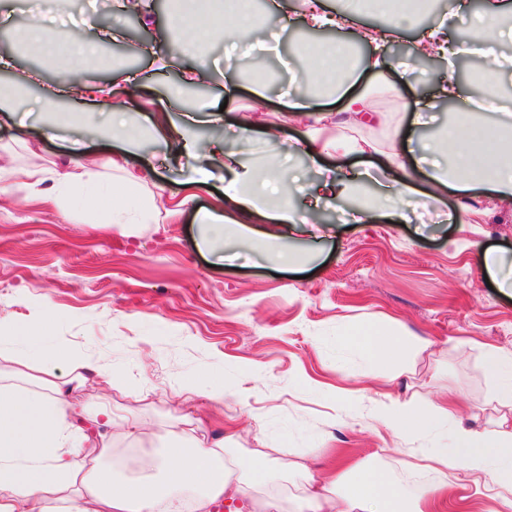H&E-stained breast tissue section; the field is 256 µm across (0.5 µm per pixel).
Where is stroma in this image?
Listing matches in <instances>:
<instances>
[{"label": "stroma", "instance_id": "35a3bbf8", "mask_svg": "<svg viewBox=\"0 0 512 512\" xmlns=\"http://www.w3.org/2000/svg\"><path fill=\"white\" fill-rule=\"evenodd\" d=\"M303 0H288L291 23L280 14L262 15V30L280 31L284 49L304 39L323 44L339 31H311L297 18ZM105 19L106 29L130 32L131 20L113 10L112 0H62L48 31L60 37L76 33L82 16ZM143 39L133 60L117 52L84 61L93 81L132 72L140 81L133 101L141 114L165 108L173 124L192 105L222 108L220 124L200 127L198 140L220 142L249 163L274 162L285 178L296 179L294 207L306 216L296 228L264 225L270 237L251 254L232 249L216 254L203 244L201 211L217 205L224 193V172L213 170L207 182L186 187L181 172L193 160L180 157L172 143L147 140L123 151L108 136H84L83 125L62 123L48 129L34 119V101L64 81L62 74L39 70L33 54L15 47L16 65L38 70L25 102L0 112V159L29 168L62 172L72 166L73 140H81L107 180L120 168L146 174L165 185L174 198L194 200L177 218L142 224L134 235L96 223L94 215L63 212L32 201L11 186L0 188V321L21 327L38 321L46 347L62 345L87 361L112 370L111 382L89 377L75 398L111 404L117 415L138 418L140 441L115 438L113 459L138 448L154 453L169 430L195 429L204 440L231 433L238 448H276L294 460L310 448L325 451V463L338 459L384 468L414 491L424 475L410 469L414 448H447L445 432H410L395 436L374 417L377 404L392 398L455 399L464 422L480 427L496 412L489 403L495 383L483 352L496 347L512 353V209L489 197L471 200L445 190L439 198L423 196L428 178L417 171L418 196L403 203L404 223L355 222L356 198L317 199V174L291 143L305 139L307 115L287 111L281 92L308 94L312 59L273 62L267 75V99L254 103L252 77L242 64L245 50L227 53L222 29L204 36L202 58L184 54L169 30L168 12H154L142 24ZM417 30L404 32L398 47L384 52L385 73L363 74L356 91L366 93L379 111V122L345 124L332 99L326 134L364 139L377 148L369 156H323L319 162L339 177L359 179L371 196L395 199L383 155L390 144L411 135L434 138L450 110L467 107L477 73L491 72L482 59L459 51L453 58L418 56L412 51ZM161 51L169 66L154 62ZM205 63L200 79L184 89L183 69ZM459 85L463 96L440 106L429 126H414L411 83L430 93L440 79ZM236 91L235 106L224 104L226 88ZM253 109L255 124H238V107ZM281 124L279 142L263 145L265 127ZM116 160L110 168L108 160ZM299 256L295 267L278 265L281 247ZM500 259L501 287L490 286L482 258ZM384 324L426 349L409 352L398 379L384 370L367 374L360 352L342 339L358 324ZM223 381L224 401L205 396L185 400L180 388L197 382Z\"/></svg>", "mask_w": 512, "mask_h": 512}]
</instances>
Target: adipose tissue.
I'll return each mask as SVG.
<instances>
[{
  "label": "adipose tissue",
  "instance_id": "obj_1",
  "mask_svg": "<svg viewBox=\"0 0 512 512\" xmlns=\"http://www.w3.org/2000/svg\"><path fill=\"white\" fill-rule=\"evenodd\" d=\"M358 0H345L340 10L327 9L324 0H308L299 22L307 29L333 27L346 36L317 48L298 44L297 56L320 55L322 66L316 72L319 84L330 96L342 100L347 123L367 125L376 121L365 95L352 93V77L347 61L353 40L370 49L362 61L365 72L381 74V53L386 44L419 22L413 6H405L387 29L361 27L357 24ZM176 32L185 36L187 51H195L205 32L224 26L230 44L242 36H255L251 0H172ZM458 8L470 13L468 37L482 41L489 31L512 39V28L499 27L501 15L512 11V0H487L480 9L470 0H458ZM235 21L225 25V15ZM102 39L93 20H86L81 33L64 40L51 36L40 13H33L30 23L17 30L15 40L26 46L48 65L57 64L76 71L82 56L95 51ZM136 81L128 73L102 84L87 79L67 80L56 96L39 100L41 110H51L56 97H66L84 104L104 105L128 96ZM218 116L208 105L192 108L182 127L149 116L140 122L126 119L123 111H114L109 135L125 147H132L142 132L154 138L173 141L180 152L193 159L205 160L208 167L222 168L231 178L224 184V195L235 209L275 224H297L301 217L289 202L291 191L285 181L274 178L270 166L247 168L235 153L217 145L201 147L195 140L196 125L217 122ZM452 148V160L465 180L450 182L443 166H435L433 185H453L456 192L480 191L512 204V125L490 126L461 117L449 121L443 142H420L421 150L440 152L442 144ZM126 191L113 197L112 186L92 166L80 164L62 176L51 179L46 172L18 167H0V182L17 181L30 190L33 198L66 208L72 187H82L89 201L111 199L106 211L111 224H145L157 218L156 195H142L143 178L134 171H124ZM360 350L365 363H385L391 376H399L407 357L406 341L392 337L386 330L363 325L348 337ZM65 372H58V364ZM94 374L111 378V369L96 367L75 357L67 348L56 346L23 358L0 349V512H21L31 505L33 512H177L182 497L193 494L197 512H209L218 499L262 500L265 512H447L448 473L465 470L480 473L485 484L512 487V431L506 418L494 427L478 429L458 421L447 401L439 400L422 409L414 400H393L381 409L386 424L400 432L431 431L452 426L451 449L421 448L417 454L420 471L427 481L414 492L378 467L343 462L323 479H314L308 462L317 456L309 449L299 462H279L263 452L240 454L226 447L224 440L203 445L192 433L172 432L161 455L139 456L135 462L137 477L119 482L104 458L111 448L104 441L108 429L120 426L127 439L141 434L137 419L115 420L107 407L95 404L75 405L71 394ZM303 482L298 494H290L288 484L295 477Z\"/></svg>",
  "mask_w": 512,
  "mask_h": 512
}]
</instances>
